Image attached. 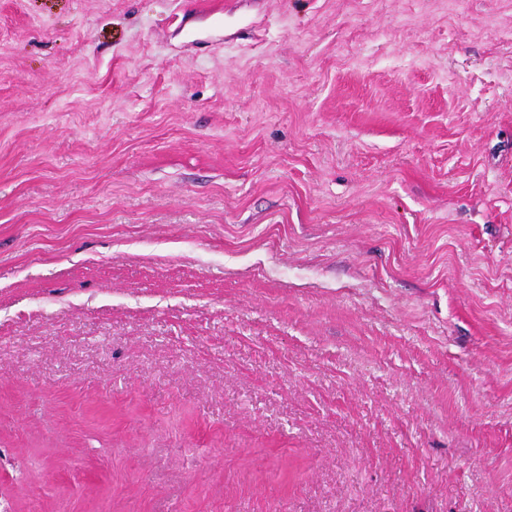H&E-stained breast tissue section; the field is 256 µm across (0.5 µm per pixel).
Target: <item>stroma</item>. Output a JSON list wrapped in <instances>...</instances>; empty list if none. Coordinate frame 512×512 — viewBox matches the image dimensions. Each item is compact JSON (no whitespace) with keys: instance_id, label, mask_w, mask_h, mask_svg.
<instances>
[{"instance_id":"1","label":"stroma","mask_w":512,"mask_h":512,"mask_svg":"<svg viewBox=\"0 0 512 512\" xmlns=\"http://www.w3.org/2000/svg\"><path fill=\"white\" fill-rule=\"evenodd\" d=\"M512 0H0V501L512 512Z\"/></svg>"}]
</instances>
